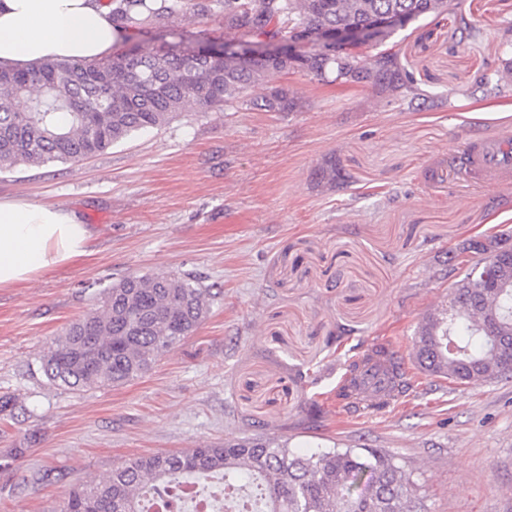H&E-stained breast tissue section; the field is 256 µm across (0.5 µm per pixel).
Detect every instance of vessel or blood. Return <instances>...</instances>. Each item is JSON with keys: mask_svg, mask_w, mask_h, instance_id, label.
<instances>
[{"mask_svg": "<svg viewBox=\"0 0 512 512\" xmlns=\"http://www.w3.org/2000/svg\"><path fill=\"white\" fill-rule=\"evenodd\" d=\"M467 170L484 186L512 184V135L507 133L466 138L461 145ZM403 363L390 347H373L351 361L336 390L341 405L365 402L373 407L389 405L395 398L397 370Z\"/></svg>", "mask_w": 512, "mask_h": 512, "instance_id": "vessel-or-blood-1", "label": "vessel or blood"}]
</instances>
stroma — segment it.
I'll return each instance as SVG.
<instances>
[{"label": "stroma", "instance_id": "35a3bbf8", "mask_svg": "<svg viewBox=\"0 0 512 512\" xmlns=\"http://www.w3.org/2000/svg\"><path fill=\"white\" fill-rule=\"evenodd\" d=\"M480 28L460 42L461 20ZM512 0H458L389 39L415 97L270 74L290 112L189 109L80 163L0 172V198L51 203L93 231L88 254L0 288V512H57L71 486L125 460L253 434L316 448H381L405 462L425 512H512V375L469 385L411 370L386 410L336 406L345 364L372 344L410 360L416 326L447 305L449 254L512 229L457 145L512 128ZM168 29L224 40V14ZM336 158L349 178L316 173ZM189 273L220 296L197 332L119 388L71 393L38 369L44 347L132 274Z\"/></svg>", "mask_w": 512, "mask_h": 512}]
</instances>
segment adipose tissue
Returning a JSON list of instances; mask_svg holds the SVG:
<instances>
[{"label":"adipose tissue","instance_id":"ef3b65f1","mask_svg":"<svg viewBox=\"0 0 512 512\" xmlns=\"http://www.w3.org/2000/svg\"><path fill=\"white\" fill-rule=\"evenodd\" d=\"M117 29L99 0H0V65L27 67L56 57L99 60ZM88 225L54 206L0 199V288L82 256Z\"/></svg>","mask_w":512,"mask_h":512}]
</instances>
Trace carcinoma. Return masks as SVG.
<instances>
[{
    "mask_svg": "<svg viewBox=\"0 0 512 512\" xmlns=\"http://www.w3.org/2000/svg\"><path fill=\"white\" fill-rule=\"evenodd\" d=\"M229 40L255 45L302 40L378 15L406 24L448 10V0H216ZM119 30L142 29L185 9L212 11L210 0H106ZM302 68L322 79L412 91L392 52L372 61L347 50L331 55L236 54L169 49L115 52L80 63L54 59L0 66V171L79 162L136 132L158 129L186 108L251 103L267 112L298 105L283 90L256 98L272 72ZM464 276L448 307L427 315L412 354L424 373L460 385L512 373V232L463 247ZM216 294L189 274H132L105 288L100 304L72 321L39 358L47 383L72 392L123 386L192 335ZM217 478L221 491L241 478L254 501L238 512H421L411 471L381 449L326 448L302 454L288 441L254 435L174 453L136 457L103 481L73 486L60 512H151L189 476Z\"/></svg>",
    "mask_w": 512,
    "mask_h": 512,
    "instance_id": "cac0c4a2",
    "label": "carcinoma"
}]
</instances>
